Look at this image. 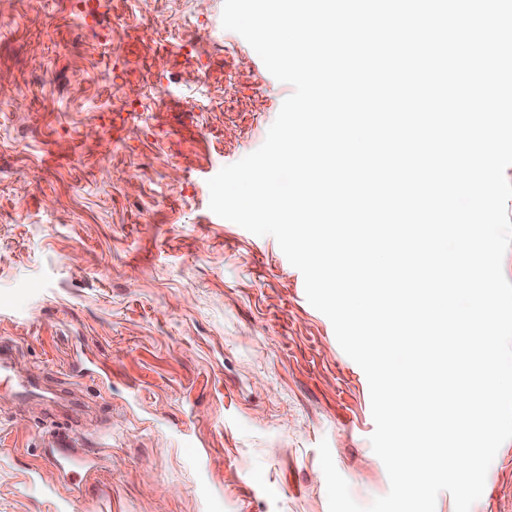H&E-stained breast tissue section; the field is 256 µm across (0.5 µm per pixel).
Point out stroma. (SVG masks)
<instances>
[{
	"label": "stroma",
	"mask_w": 512,
	"mask_h": 512,
	"mask_svg": "<svg viewBox=\"0 0 512 512\" xmlns=\"http://www.w3.org/2000/svg\"><path fill=\"white\" fill-rule=\"evenodd\" d=\"M223 4L0 0V512H328L323 440L359 504L389 490L301 272L209 208L293 91ZM65 415L73 494L41 450ZM471 512H512V440Z\"/></svg>",
	"instance_id": "obj_1"
}]
</instances>
